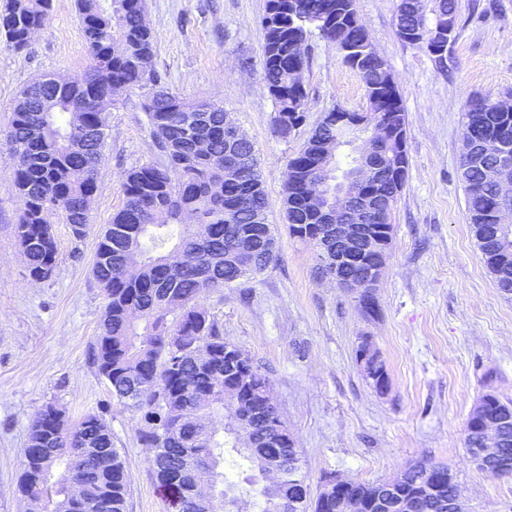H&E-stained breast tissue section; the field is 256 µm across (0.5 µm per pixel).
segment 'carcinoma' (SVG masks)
Listing matches in <instances>:
<instances>
[{"label": "carcinoma", "mask_w": 512, "mask_h": 512, "mask_svg": "<svg viewBox=\"0 0 512 512\" xmlns=\"http://www.w3.org/2000/svg\"><path fill=\"white\" fill-rule=\"evenodd\" d=\"M82 32L88 46L85 79L56 83L43 76L28 84L13 108L8 127L0 131V148L7 151L21 207L15 235L29 274L40 280L53 275L57 243L50 225L55 215L69 225L77 241L89 224L81 216L98 190L94 155L104 151L112 102L118 93L146 86L145 113L157 151L167 164H145L126 172L123 205L99 235L91 268L101 289L104 308L92 360L110 386L112 397L143 413L139 439L160 449L154 458L159 489L172 512H186V495L168 490L169 476L193 465L204 453L215 464L238 462L254 472L266 465L284 467L306 482L301 457L288 450V426L278 411L266 406L269 379L252 361L224 379V327L200 300L261 274L279 260L278 230L268 222V202L252 140L238 128H225L224 107L199 112L189 101L162 84L152 67L155 43L145 24L144 0H77ZM51 0H6L0 11V34L6 47L29 48L28 33L48 19ZM263 24L262 74L276 104L274 125L286 138L305 121L306 92L293 86L291 69L307 61V41L315 29L336 45L343 62L361 78L367 101L381 76H395L358 22L356 0H267ZM458 0H398L396 32L431 20L448 23V41L455 39ZM391 103L385 116L406 126L397 85L386 90ZM336 109L324 113L302 149L288 161L284 210L289 235L302 241L329 236L328 226L307 202L303 186L330 177L327 142L333 135ZM464 132L478 145V156L459 163L468 220L488 272L497 287L512 294V234L490 220V210L505 203L497 185L486 181V169L498 159L497 140L512 144V112L487 108L467 113ZM242 164L246 174L231 177L226 165ZM406 180L394 184L381 176L372 185L391 218ZM367 342L356 349L374 386H388L385 363L378 352L364 356ZM240 399L260 408L248 419L253 447L242 444L236 428L244 411ZM58 435L51 451L34 458L45 438ZM112 455V471L98 468L94 449ZM497 460L506 468L493 476L512 474V429L502 433ZM19 494L28 512H125L129 490L125 461L112 446V433L97 415L69 422L62 410L45 407L33 421L21 449ZM63 466L56 498L47 484L53 469ZM430 469L450 470L445 463L419 462L406 469L401 488L411 494ZM259 512H279L277 499L288 500V512H367L382 492L380 483L354 482L340 493L315 498L306 494L290 500L287 490L250 481ZM84 493L75 502L72 492ZM419 512H447V490L425 501Z\"/></svg>", "instance_id": "carcinoma-1"}]
</instances>
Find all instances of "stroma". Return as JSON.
Wrapping results in <instances>:
<instances>
[{
	"instance_id": "1",
	"label": "stroma",
	"mask_w": 512,
	"mask_h": 512,
	"mask_svg": "<svg viewBox=\"0 0 512 512\" xmlns=\"http://www.w3.org/2000/svg\"><path fill=\"white\" fill-rule=\"evenodd\" d=\"M397 2L357 0L359 20L398 84L409 161L377 311L369 314L317 275L318 252L288 235L283 207L287 163L323 113L336 106L366 111L358 75L336 46L312 36L302 73L306 119L281 138L260 65L267 0H145L156 71L174 92L223 104L253 141L268 220L280 236L274 267L203 304L223 324L225 340L269 378L311 493L331 474L381 482L430 460L452 467L465 512H512V475L479 469L463 445L482 394L512 399V295L487 272L459 177L470 100L512 97V0H459L443 65L398 37ZM87 62L75 0H52L51 19L28 50L0 42V129L26 85L44 74L80 75ZM145 99L133 89L113 105L90 229L78 242L67 225H54L58 257L48 280L29 277L14 234L21 211L12 169L0 154V512H26L17 492L19 455L33 419L50 404L73 422L88 414L104 419L129 473L126 512H170L152 452L137 439L139 413L113 400L91 360L104 306L90 273L96 234L123 205L124 174L161 160ZM365 338L385 363L386 392L356 361Z\"/></svg>"
}]
</instances>
